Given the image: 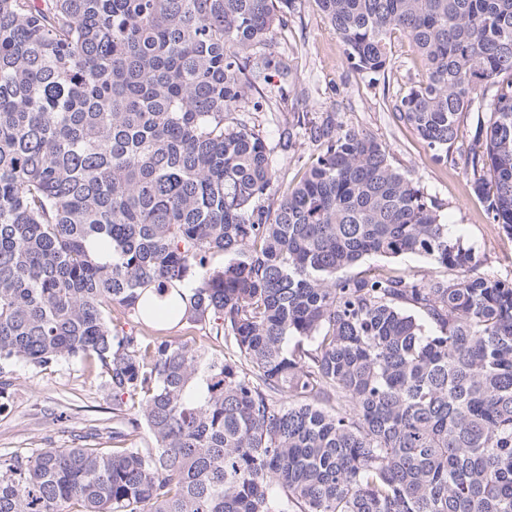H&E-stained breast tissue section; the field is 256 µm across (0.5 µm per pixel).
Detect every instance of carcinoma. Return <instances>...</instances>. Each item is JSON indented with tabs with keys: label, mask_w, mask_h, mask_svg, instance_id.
<instances>
[{
	"label": "carcinoma",
	"mask_w": 512,
	"mask_h": 512,
	"mask_svg": "<svg viewBox=\"0 0 512 512\" xmlns=\"http://www.w3.org/2000/svg\"><path fill=\"white\" fill-rule=\"evenodd\" d=\"M316 3L372 79L412 43L397 113L435 158L483 113L466 170L512 237V0ZM294 8L0 0V412L18 364L112 397V447L0 455V512H512V280L373 136L297 116L318 154L281 190L238 115ZM404 254L434 271L347 273Z\"/></svg>",
	"instance_id": "cac0c4a2"
}]
</instances>
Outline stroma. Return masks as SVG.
I'll list each match as a JSON object with an SVG mask.
<instances>
[{
	"mask_svg": "<svg viewBox=\"0 0 512 512\" xmlns=\"http://www.w3.org/2000/svg\"><path fill=\"white\" fill-rule=\"evenodd\" d=\"M277 65L262 83L266 103L251 115L270 146L279 185L298 182L314 159V148L281 145L282 127L294 115L330 120L373 135L386 146L391 163L418 180L439 206L454 235L472 246L480 259L479 275L512 278V238L490 223L483 203L473 194L464 160L475 144L476 115L467 113L443 161L412 127L399 121L395 106L424 74L423 62L400 33L387 39L389 66L384 77L370 80L346 61L345 47L315 0H296L285 26L276 27L269 48ZM9 407L0 412V453L39 448H68L78 436L98 428L94 443L112 445V400L95 373L81 361L43 372L14 370Z\"/></svg>",
	"mask_w": 512,
	"mask_h": 512,
	"instance_id": "1",
	"label": "stroma"
}]
</instances>
